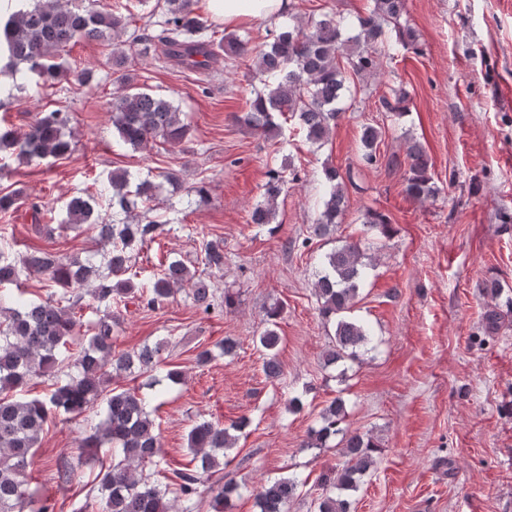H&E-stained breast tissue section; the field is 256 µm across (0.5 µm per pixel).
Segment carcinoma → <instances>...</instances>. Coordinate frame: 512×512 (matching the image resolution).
<instances>
[{
    "mask_svg": "<svg viewBox=\"0 0 512 512\" xmlns=\"http://www.w3.org/2000/svg\"><path fill=\"white\" fill-rule=\"evenodd\" d=\"M163 20L155 32L133 30L122 46L113 52V62L122 69L126 51L146 54L154 51L186 70L209 69L229 54L247 51L248 42L233 36L216 37L217 31L196 13L194 0H163ZM406 13V0H373V8L358 18L355 33L347 32L341 18L324 14L318 20H294L272 33L270 40L252 48L255 70L266 77L264 90L256 93L241 120L269 140L277 138L278 115L298 122L305 139L323 144L329 139L336 120L344 111V92L349 77L362 79L379 66V45L384 25L399 27L402 47L414 45V30L399 21ZM128 17L110 4L90 0L83 8L47 2L11 13L0 23V55L7 58L4 72L13 81L17 75H32L44 81L62 75L65 49L80 40L120 38L126 32ZM121 91L112 99V126L119 139L134 149L156 140L181 142L189 133L182 112L170 100L139 85L129 72L117 77ZM407 93L391 89L381 105L398 116L406 110ZM69 116L59 110L41 112L28 131L0 132V149H12L21 159H45L70 153L73 143L63 128ZM382 132L372 124L362 125L360 157L368 165L378 162L377 149ZM404 183L406 194L418 201L436 197L439 187L431 173L423 145L408 143ZM325 192L321 211L312 225V235L331 241L338 219L346 206V184L338 169H324ZM286 180L272 171L266 183L264 202L249 214L251 224H270L275 220L277 200ZM111 192L112 223L95 215L99 197L105 189L71 198L65 205L66 219L58 225L63 231L92 232L103 247L100 259L79 253L60 255L37 250L19 259L0 234V512H49L47 500L29 487L27 469L35 448L39 447L44 426L58 413L81 414L102 406V418L86 437L77 463L89 464L102 451L112 455V464L100 466L97 494L85 500L80 512H194V498L202 477L221 471L224 450L234 447L237 433L250 425L241 417L226 427L218 422L195 421L188 432L189 465L173 470L172 483L161 484L151 473L164 470L160 455L159 426L146 410V399L137 389H117L112 378L136 370L155 369L163 343L146 344L133 351L112 349L114 328L112 304L137 300L155 310L185 291L193 305L209 314L215 310L209 285L196 277L179 260L160 263L159 273L141 283L133 271V251L165 231V223L136 212L138 205L153 200L158 185L148 178L133 180L127 171H114L108 178ZM369 256L359 244L345 243L324 254L323 268L313 284L324 324L333 328L331 345L324 352L327 365L357 361L370 341V330L351 312L358 302ZM202 263L208 268L224 267V243L205 239ZM31 274L44 277L45 297L33 300L13 297L2 288L20 286ZM88 295L102 312L97 319L84 322L73 306ZM277 310L258 341L266 352L263 369L270 378L280 375L277 348L280 336L274 319ZM77 340L80 350L68 354L67 345ZM57 379L54 390L42 397L26 399L20 395L29 381L45 375ZM345 404L337 397L323 410L320 427L312 432L309 448H325L341 435L338 445L344 458L320 476L325 494L314 502V512H351L348 493L358 488L362 477L375 463L380 445L369 434L348 432L340 427ZM178 496L169 499L170 486ZM300 482L281 477L265 485L258 494L260 512H289ZM215 508L229 506L239 485L226 481L209 486Z\"/></svg>",
    "mask_w": 512,
    "mask_h": 512,
    "instance_id": "obj_1",
    "label": "carcinoma"
}]
</instances>
